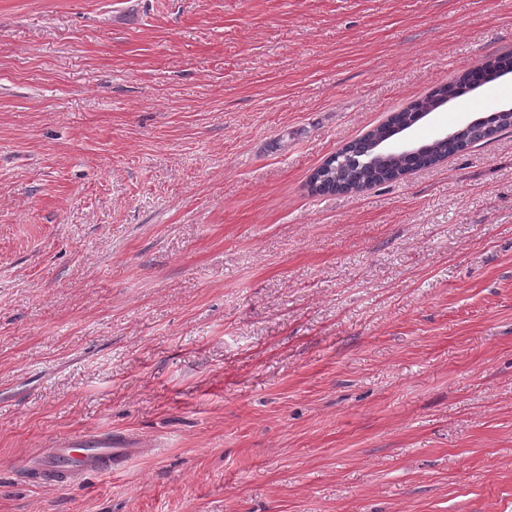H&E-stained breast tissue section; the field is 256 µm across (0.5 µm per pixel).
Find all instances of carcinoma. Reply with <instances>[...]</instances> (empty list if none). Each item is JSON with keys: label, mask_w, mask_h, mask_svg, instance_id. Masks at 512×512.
<instances>
[{"label": "carcinoma", "mask_w": 512, "mask_h": 512, "mask_svg": "<svg viewBox=\"0 0 512 512\" xmlns=\"http://www.w3.org/2000/svg\"><path fill=\"white\" fill-rule=\"evenodd\" d=\"M508 72H512V56L490 57L480 68L450 79L428 95L392 113L363 137L338 150L333 161L318 167L313 174L314 191L318 194L358 192L396 181L512 128V111L498 112L485 122L462 127L460 133L447 141L433 140L416 147L410 154L392 153L386 149L394 137L422 120L424 113L440 107L442 100L462 97L472 90L473 84Z\"/></svg>", "instance_id": "carcinoma-1"}]
</instances>
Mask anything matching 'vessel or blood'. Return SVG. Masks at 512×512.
Returning a JSON list of instances; mask_svg holds the SVG:
<instances>
[{"label": "vessel or blood", "mask_w": 512, "mask_h": 512, "mask_svg": "<svg viewBox=\"0 0 512 512\" xmlns=\"http://www.w3.org/2000/svg\"><path fill=\"white\" fill-rule=\"evenodd\" d=\"M137 451V443L124 435L96 432L69 436L42 451L34 476L63 486L90 472L115 471Z\"/></svg>", "instance_id": "vessel-or-blood-1"}]
</instances>
